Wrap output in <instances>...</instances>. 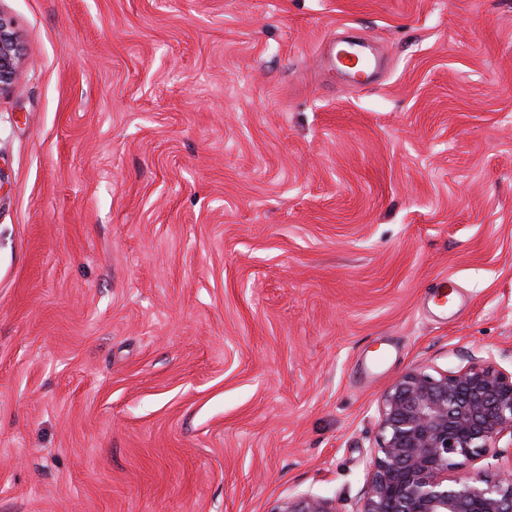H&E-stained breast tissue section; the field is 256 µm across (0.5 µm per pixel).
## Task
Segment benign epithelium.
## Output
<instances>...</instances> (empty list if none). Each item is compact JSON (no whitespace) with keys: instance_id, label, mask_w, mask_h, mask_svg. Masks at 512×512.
Instances as JSON below:
<instances>
[{"instance_id":"obj_1","label":"benign epithelium","mask_w":512,"mask_h":512,"mask_svg":"<svg viewBox=\"0 0 512 512\" xmlns=\"http://www.w3.org/2000/svg\"><path fill=\"white\" fill-rule=\"evenodd\" d=\"M25 47L0 14V97L19 73ZM378 455L370 466L361 512H512V469L478 483L453 477V458L479 459L509 437L512 370L493 354L453 371L412 367L378 405ZM275 512H336L314 494L287 499Z\"/></svg>"}]
</instances>
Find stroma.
Segmentation results:
<instances>
[{
  "mask_svg": "<svg viewBox=\"0 0 512 512\" xmlns=\"http://www.w3.org/2000/svg\"><path fill=\"white\" fill-rule=\"evenodd\" d=\"M0 13V512H360L397 377L512 367V0ZM25 50L12 22L0 13V97L11 91ZM273 512H337L331 500L314 494H302L284 500Z\"/></svg>",
  "mask_w": 512,
  "mask_h": 512,
  "instance_id": "35a3bbf8",
  "label": "stroma"
}]
</instances>
